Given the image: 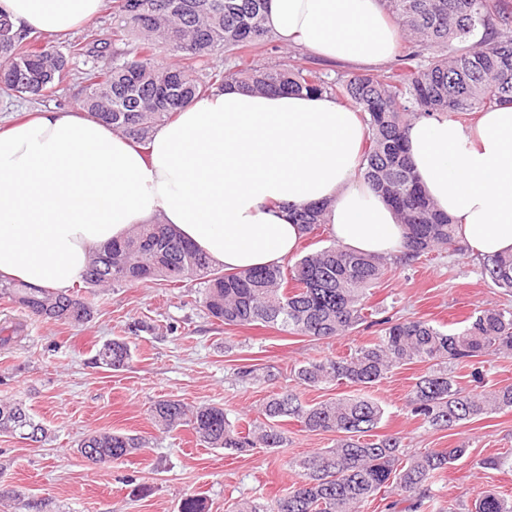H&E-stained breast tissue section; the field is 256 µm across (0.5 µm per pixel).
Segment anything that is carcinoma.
<instances>
[{
  "label": "carcinoma",
  "mask_w": 512,
  "mask_h": 512,
  "mask_svg": "<svg viewBox=\"0 0 512 512\" xmlns=\"http://www.w3.org/2000/svg\"><path fill=\"white\" fill-rule=\"evenodd\" d=\"M405 38L419 50L401 56L386 75L333 78L310 61L285 58L273 67L256 65L246 53L269 46L265 26L267 0H110L115 29L134 31L138 43L114 51L112 64L99 68L89 60L103 53V39L90 31L70 42L21 33L0 14V58L9 94L34 99L51 96L83 60L82 105L92 116L139 144L194 100L228 83L248 92L328 93L359 112L368 131L361 175L396 210L405 229L403 258L418 260L434 251H460L456 225L437 212L418 184L404 148L405 127L434 112L469 116L512 103V0H384ZM482 36L472 38L477 32ZM165 49L179 58L158 62ZM222 54L234 68L222 71L210 59ZM322 205L289 209L311 235L324 224ZM482 275L512 293V253L482 260ZM388 272L386 259L341 248L336 243L307 254L289 267L224 271L213 266L168 224H142L131 236L94 253L81 282L86 288L159 281L176 284L191 275L203 279L204 307L229 326L273 324L315 341L343 336L373 322L378 310L367 305V291ZM0 300L37 318L84 323L93 313L86 298L51 288L0 279ZM380 333L342 357H325L293 371L303 388L345 382L357 393L309 403L293 390L276 392L262 404V420L244 433L224 408H190L176 399L151 407L154 424L171 431L191 427L212 448L248 452L280 448L287 441L283 423L298 422L310 432H332L336 447L292 458L299 479L270 505L237 504V512H364L381 491L422 512L438 497L448 466L468 453L461 445L444 450L406 451L399 434L368 438L384 410L364 391L395 367L427 363L406 397L410 415L438 429L512 408V385L475 392L461 384L456 370L468 369L478 387L485 376L480 358L512 354V304L475 312L468 324L448 333L425 320L386 318ZM131 347L114 340L102 345L95 363L125 367ZM47 434L22 403L0 400V433L22 435L30 425ZM145 447L137 435L97 431L83 437L78 452L123 460ZM468 512H512V498L491 490L477 494Z\"/></svg>",
  "instance_id": "carcinoma-1"
}]
</instances>
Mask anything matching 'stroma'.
I'll return each mask as SVG.
<instances>
[{
  "instance_id": "1",
  "label": "stroma",
  "mask_w": 512,
  "mask_h": 512,
  "mask_svg": "<svg viewBox=\"0 0 512 512\" xmlns=\"http://www.w3.org/2000/svg\"><path fill=\"white\" fill-rule=\"evenodd\" d=\"M76 81L57 97L22 100L0 91V126L45 108L79 106ZM391 270L373 287L369 305L381 317L420 319L448 331L463 327L476 309L506 300L481 275L469 252H435ZM203 285L186 279L169 287L154 282L97 288L87 296L94 317L62 324L29 316L0 301V328L22 324L20 339L0 346V399L26 405L47 430L33 443L0 435V486L20 491L39 512H179L190 495L203 498L207 512H235L243 499L267 503L297 478L290 459L334 447L332 433L310 432L285 423L287 443L233 455L196 441L189 428L159 430L150 416L162 399L190 406L223 407L232 421L258 419L269 395L267 383L242 379V368L272 372L278 386H292L291 371L324 356H342L370 336L359 326L349 335L314 341L261 324L227 326L207 315ZM129 342L132 358L119 370L91 359L105 343ZM427 364L393 369L370 390L385 410L379 434L400 433L412 451L466 445L465 456L443 474L436 507L471 504L493 489L512 498V468L483 470L475 459L512 453V409L441 430L413 419L405 397ZM103 429L140 434L147 445L138 454L98 468L77 450L88 433Z\"/></svg>"
}]
</instances>
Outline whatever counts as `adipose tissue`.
Segmentation results:
<instances>
[{"label":"adipose tissue","instance_id":"ef3b65f1","mask_svg":"<svg viewBox=\"0 0 512 512\" xmlns=\"http://www.w3.org/2000/svg\"><path fill=\"white\" fill-rule=\"evenodd\" d=\"M104 0H0L18 30L67 34ZM282 44L377 67L401 40L380 0H268ZM367 140L357 112L327 94L214 90L147 145L81 109H45L0 132V278L66 290L89 256L138 224L173 225L225 270L293 256L303 236L288 209L327 206L341 247L393 256L404 228L361 178ZM406 151L428 196L470 255L512 253V104L468 120L412 121Z\"/></svg>","mask_w":512,"mask_h":512}]
</instances>
